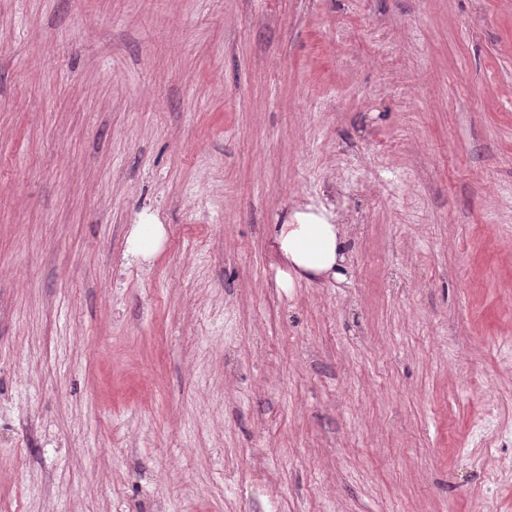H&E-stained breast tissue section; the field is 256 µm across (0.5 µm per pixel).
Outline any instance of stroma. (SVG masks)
<instances>
[{"label": "stroma", "instance_id": "obj_1", "mask_svg": "<svg viewBox=\"0 0 512 512\" xmlns=\"http://www.w3.org/2000/svg\"><path fill=\"white\" fill-rule=\"evenodd\" d=\"M310 203L350 271L280 287ZM504 463L512 0H0V512H512ZM164 236L163 225L137 224L130 237L131 250L144 257L152 255L158 250Z\"/></svg>", "mask_w": 512, "mask_h": 512}]
</instances>
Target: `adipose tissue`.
<instances>
[{
	"mask_svg": "<svg viewBox=\"0 0 512 512\" xmlns=\"http://www.w3.org/2000/svg\"><path fill=\"white\" fill-rule=\"evenodd\" d=\"M273 253L282 287L315 279H345L351 254V229L340 223L332 207L310 204L292 221L273 225Z\"/></svg>",
	"mask_w": 512,
	"mask_h": 512,
	"instance_id": "obj_1",
	"label": "adipose tissue"
}]
</instances>
